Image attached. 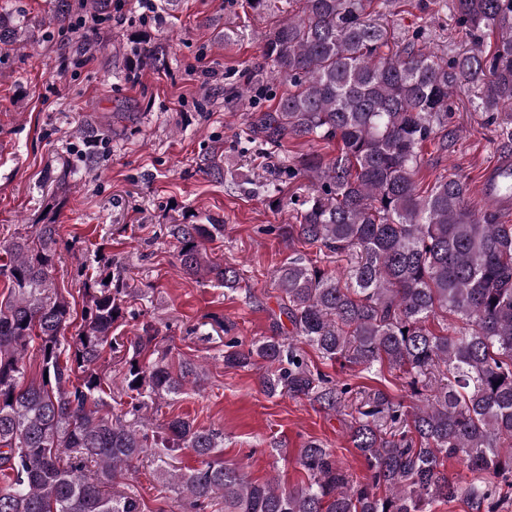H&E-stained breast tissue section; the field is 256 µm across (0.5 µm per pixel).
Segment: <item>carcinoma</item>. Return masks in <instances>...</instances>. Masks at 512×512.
<instances>
[{
  "mask_svg": "<svg viewBox=\"0 0 512 512\" xmlns=\"http://www.w3.org/2000/svg\"><path fill=\"white\" fill-rule=\"evenodd\" d=\"M299 11L269 29L262 71L288 86L276 107L253 112L249 135L271 149L287 139L334 142L326 158L307 153L282 165L290 180L306 178L298 223L281 235L319 251L350 254L341 277L304 255L274 275L288 336L244 348L224 342V366L261 370L271 395L305 396L328 411L354 389L314 371L296 347L300 339L329 361L371 370L386 365L410 378V411L381 389L365 393L349 436L369 475L354 481L318 441L301 449L310 475L286 490L257 483L224 464V436L176 417L163 434L147 432L143 411L203 382L200 366H173L149 324L126 341L112 336L131 310L128 269L112 261L110 281L80 264L81 323L67 337L73 308L52 290L59 259L58 225L0 244V276L10 296L0 302V512H143L139 500L109 492L133 463L153 452L155 471L177 486L181 512H428L436 500L463 496L471 512H496L512 488V224L493 206L476 211L459 175L438 177L420 194L415 176L422 146H455L448 125L454 98L469 103L498 131L512 153V0H453L457 27L471 46L454 55L430 50L415 32L396 44L372 16V0H300ZM112 0H54L38 27H65L77 53L106 28ZM26 31L0 15V45L21 46ZM161 43L134 35L126 76L168 69ZM116 133L85 123V169H96L97 145ZM224 144L200 159V170L224 177ZM491 194L512 199V167L499 171ZM181 270L228 290L236 267L207 253L224 225L171 224ZM35 349L48 379L25 382L22 360ZM120 353L127 407L114 410L105 352ZM187 448L200 467L177 473L173 453ZM465 462L466 484L448 476L446 462Z\"/></svg>",
  "mask_w": 512,
  "mask_h": 512,
  "instance_id": "obj_1",
  "label": "carcinoma"
}]
</instances>
